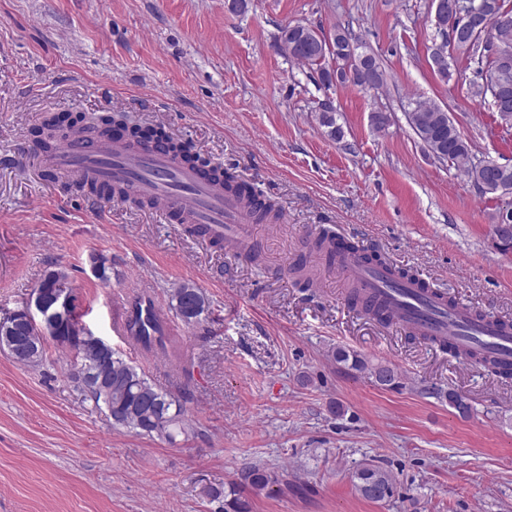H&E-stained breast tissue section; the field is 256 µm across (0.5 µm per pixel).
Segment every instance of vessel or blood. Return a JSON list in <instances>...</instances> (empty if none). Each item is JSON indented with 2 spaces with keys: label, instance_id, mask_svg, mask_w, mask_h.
<instances>
[{
  "label": "vessel or blood",
  "instance_id": "obj_1",
  "mask_svg": "<svg viewBox=\"0 0 512 512\" xmlns=\"http://www.w3.org/2000/svg\"><path fill=\"white\" fill-rule=\"evenodd\" d=\"M48 171H62L80 186L108 182L118 198L147 202L164 209L177 224L202 227L207 242L238 251L251 241L252 217L238 198L219 183L203 178L179 155L150 144L125 140L96 142L69 135L46 150ZM337 272L377 295L395 322L426 342H449L460 358L481 350L504 365L512 364V327L489 317H475L464 305H449L447 296L422 287L420 281L394 278L385 268L347 254L338 259ZM132 303L116 297L112 304V332L138 355L142 345L134 338Z\"/></svg>",
  "mask_w": 512,
  "mask_h": 512
}]
</instances>
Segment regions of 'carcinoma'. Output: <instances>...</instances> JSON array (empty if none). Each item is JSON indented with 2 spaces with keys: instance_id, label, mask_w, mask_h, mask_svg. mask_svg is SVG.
<instances>
[{
  "instance_id": "obj_1",
  "label": "carcinoma",
  "mask_w": 512,
  "mask_h": 512,
  "mask_svg": "<svg viewBox=\"0 0 512 512\" xmlns=\"http://www.w3.org/2000/svg\"><path fill=\"white\" fill-rule=\"evenodd\" d=\"M472 9H487L492 23L497 25L495 38L501 46L512 52V10L504 9V0H464ZM333 46V50L325 55H313L307 52L293 53L290 58L297 62L317 67L321 82L327 86L333 85V70L330 62L341 58V51L349 48L350 44L357 45L361 54L368 55L370 51L352 36L350 29L343 25H336L333 31L326 36ZM486 38L470 36L467 39L453 43L449 40L441 44H433L431 52L438 50L448 57L462 56L466 62L476 67L479 82L473 84V94L488 104V107L497 113L505 126L512 128V59L506 63L487 54L484 45ZM340 83H351L364 87L375 85L379 90L386 84L385 71L378 59H373V67L365 70H356L351 77H343ZM336 109L325 102L319 107L318 120L321 125L329 128V135L338 138L342 135L341 128L336 126ZM406 121L415 133L427 132L432 135L430 149L427 155L433 159L448 155V162L460 168L468 181L476 189L492 177L486 167H480L473 162L471 146L455 125L446 117V111L433 101L417 100L409 104L405 111ZM124 123V116L99 117L91 123H80L78 119L68 116H51L36 130L35 142L42 147L55 141L60 132L91 131L102 137L112 133L111 127ZM152 141L171 148L183 154V157L198 165L207 168L208 162L193 152L192 148L181 141L165 136H154ZM213 178L222 181L224 189L244 197L257 221L262 222L276 217V204L266 198H260L245 182L237 179L227 171L214 170ZM68 279V273L57 267L45 272L38 284L46 298H51L54 285L59 281ZM350 297L353 305L361 308L365 314L380 323L389 322L385 305L376 296L367 294L356 287H351ZM170 309L181 317L189 319L199 318L207 310L203 293L189 283H182L170 290L168 294ZM75 318L66 323H57L50 327L38 329L31 327L28 333L42 337L43 342L56 341L58 336H68L73 332ZM137 338L148 346L164 347V337L158 335L160 328L152 318H136L134 321ZM58 342V341H56ZM63 345V342H58ZM336 363L342 364L350 370L365 373L373 382L386 389H392L401 383L402 373L394 365L387 363H373L357 352L345 347H338L332 351ZM470 362L483 370L501 378H509L512 371L501 368L497 362L488 355L475 351ZM110 367L112 368V392L107 396L85 395L83 400L93 404L98 410L112 407L115 420L112 426L127 428L140 436L149 438H164L173 443L180 435L187 436L196 432L193 424L186 419V409L180 397L156 387L146 375L145 371L127 359L117 350H112ZM352 482L356 492L366 500L372 502L383 501L393 495L394 478L381 468L373 467L367 463L360 465L352 474ZM280 483L279 476L258 465L246 466L238 473L237 480L226 489L209 487L204 493L213 501L220 502L218 512H249V502L242 498L241 491L248 489L255 494L270 491Z\"/></svg>"
}]
</instances>
